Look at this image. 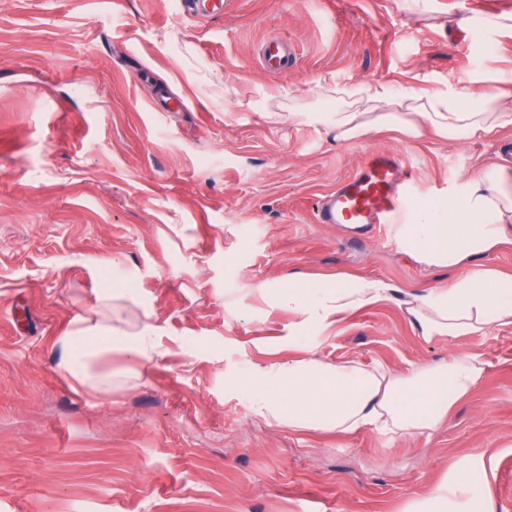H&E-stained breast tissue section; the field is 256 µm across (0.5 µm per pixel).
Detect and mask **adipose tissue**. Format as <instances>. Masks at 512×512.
<instances>
[{
    "mask_svg": "<svg viewBox=\"0 0 512 512\" xmlns=\"http://www.w3.org/2000/svg\"><path fill=\"white\" fill-rule=\"evenodd\" d=\"M336 99L344 108L335 112L331 124L341 143L356 144L382 132L464 142L512 129V104L492 93L469 98L459 89L401 91L376 81L337 87ZM511 223L512 166L498 161L434 203L400 209L392 226L397 245L424 266L457 272V279L418 293L354 273L262 285L267 304L294 317L287 335L277 338V350L303 346L311 332L392 298L404 306L417 336L427 342L478 335L492 319L512 324V275L472 264L511 237ZM155 334L149 323L128 332L80 319L56 342L58 366L94 389L100 385L93 372L100 353L119 350L135 360L151 359ZM482 375L480 362L469 354H452L401 374L311 354L251 365L247 385L253 412L281 426L339 435L372 428L415 436L439 427Z\"/></svg>",
    "mask_w": 512,
    "mask_h": 512,
    "instance_id": "ef3b65f1",
    "label": "adipose tissue"
}]
</instances>
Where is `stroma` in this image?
Wrapping results in <instances>:
<instances>
[{
	"label": "stroma",
	"instance_id": "35a3bbf8",
	"mask_svg": "<svg viewBox=\"0 0 512 512\" xmlns=\"http://www.w3.org/2000/svg\"><path fill=\"white\" fill-rule=\"evenodd\" d=\"M502 17L512 0H0V512H402L442 488L437 512H512L511 324L427 343L394 299L315 336L323 360L394 373L477 356V389L416 437L291 430L242 380L288 332L265 283L451 281L389 225L314 222L370 153L405 157L425 205L512 145L339 144L288 112L336 111V84L512 88ZM274 35L290 48L270 72ZM78 317L153 323L157 353L105 354L108 391L83 387L54 348Z\"/></svg>",
	"mask_w": 512,
	"mask_h": 512
}]
</instances>
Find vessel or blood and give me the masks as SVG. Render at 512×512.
<instances>
[{
	"mask_svg": "<svg viewBox=\"0 0 512 512\" xmlns=\"http://www.w3.org/2000/svg\"><path fill=\"white\" fill-rule=\"evenodd\" d=\"M409 163L399 154L376 152L336 190L323 195L317 203L315 218L320 224L390 223L392 215L408 202Z\"/></svg>",
	"mask_w": 512,
	"mask_h": 512,
	"instance_id": "b4317fda",
	"label": "vessel or blood"
}]
</instances>
